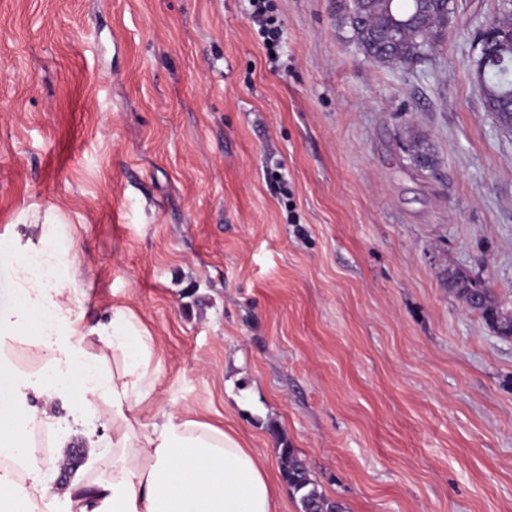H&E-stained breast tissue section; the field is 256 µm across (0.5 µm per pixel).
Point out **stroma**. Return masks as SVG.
Instances as JSON below:
<instances>
[{
  "label": "stroma",
  "mask_w": 512,
  "mask_h": 512,
  "mask_svg": "<svg viewBox=\"0 0 512 512\" xmlns=\"http://www.w3.org/2000/svg\"><path fill=\"white\" fill-rule=\"evenodd\" d=\"M347 0H0V243L61 215L85 322L148 336L144 420L288 440L345 512H512V340L448 291L512 300V133L454 0L428 60L366 57ZM436 164L411 167L408 129ZM41 429L58 473L67 403ZM266 0H250L252 12L250 14L252 22L258 26V31L262 34L264 44L269 51L277 45L281 37V29L277 20L269 14V8Z\"/></svg>",
  "instance_id": "stroma-1"
}]
</instances>
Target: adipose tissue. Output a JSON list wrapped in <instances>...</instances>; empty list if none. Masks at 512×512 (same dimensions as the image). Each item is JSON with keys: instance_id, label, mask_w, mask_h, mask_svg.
Returning <instances> with one entry per match:
<instances>
[{"instance_id": "1", "label": "adipose tissue", "mask_w": 512, "mask_h": 512, "mask_svg": "<svg viewBox=\"0 0 512 512\" xmlns=\"http://www.w3.org/2000/svg\"><path fill=\"white\" fill-rule=\"evenodd\" d=\"M0 264L14 267L0 333L54 338L41 410L24 404L27 375L0 342V457L27 471L23 484L0 475V512H42L51 476L39 469L29 437L54 426L48 407L58 400L68 403L75 419H104L112 444L111 455H103L104 439L95 430L82 431L88 458L64 492L68 512H275L279 475L233 429L172 409L159 410L149 422L140 418L137 408L151 386L148 341L121 311L108 323L83 324L75 262L60 243L20 258L0 250ZM93 467L108 472L94 508L78 492Z\"/></svg>"}]
</instances>
